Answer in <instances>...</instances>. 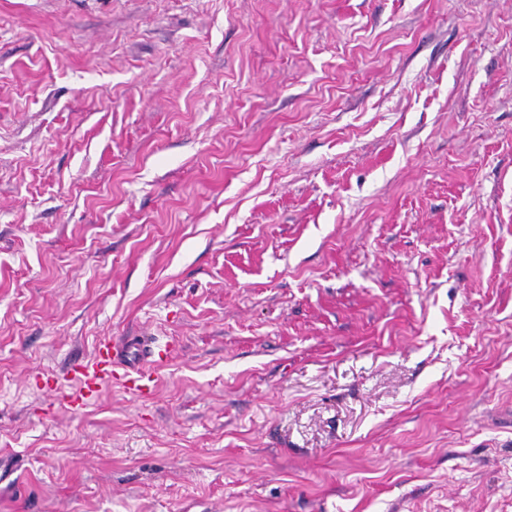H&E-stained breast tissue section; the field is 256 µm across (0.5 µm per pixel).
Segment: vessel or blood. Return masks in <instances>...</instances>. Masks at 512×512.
I'll return each instance as SVG.
<instances>
[{
  "mask_svg": "<svg viewBox=\"0 0 512 512\" xmlns=\"http://www.w3.org/2000/svg\"><path fill=\"white\" fill-rule=\"evenodd\" d=\"M157 364L145 339L134 337L120 345H103L92 359L73 367L76 389L67 394L65 402L73 409L84 407L102 386L112 383L129 393L143 394Z\"/></svg>",
  "mask_w": 512,
  "mask_h": 512,
  "instance_id": "1",
  "label": "vessel or blood"
}]
</instances>
